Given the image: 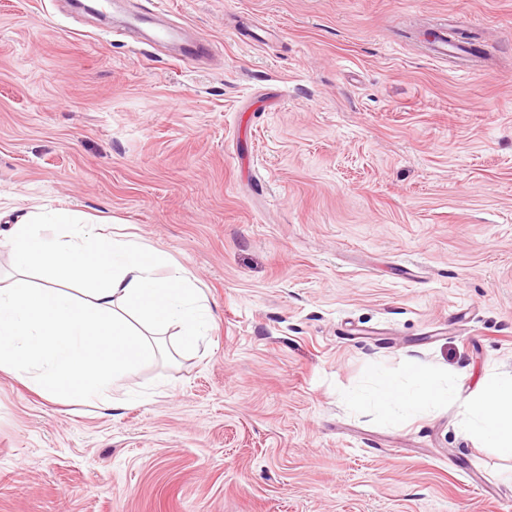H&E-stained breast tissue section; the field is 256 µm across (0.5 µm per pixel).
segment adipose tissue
I'll list each match as a JSON object with an SVG mask.
<instances>
[{
  "mask_svg": "<svg viewBox=\"0 0 512 512\" xmlns=\"http://www.w3.org/2000/svg\"><path fill=\"white\" fill-rule=\"evenodd\" d=\"M7 245L15 273L0 286V372L44 396L105 400L154 355L151 337L175 330L182 348L209 331L206 298L150 245L102 234L81 213L32 207ZM44 270V285L30 271ZM409 390L385 384L379 406L398 417L445 399L429 368L410 364ZM462 431L512 457V377H487L467 403Z\"/></svg>",
  "mask_w": 512,
  "mask_h": 512,
  "instance_id": "obj_1",
  "label": "adipose tissue"
}]
</instances>
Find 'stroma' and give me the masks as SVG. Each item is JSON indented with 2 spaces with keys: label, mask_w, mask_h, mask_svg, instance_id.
Masks as SVG:
<instances>
[{
  "label": "stroma",
  "mask_w": 512,
  "mask_h": 512,
  "mask_svg": "<svg viewBox=\"0 0 512 512\" xmlns=\"http://www.w3.org/2000/svg\"><path fill=\"white\" fill-rule=\"evenodd\" d=\"M0 0V240L35 204L185 269L215 326L113 399L0 372V512H512V458L460 430L512 376V0ZM486 47L462 79L429 23ZM448 402L393 422L346 394ZM408 372L413 380L411 390H402L391 383H386L377 396L378 405L393 417L401 416L405 411L416 406L435 403L448 397L454 399V393L436 387L434 377L429 368L421 364H410Z\"/></svg>",
  "instance_id": "stroma-1"
}]
</instances>
